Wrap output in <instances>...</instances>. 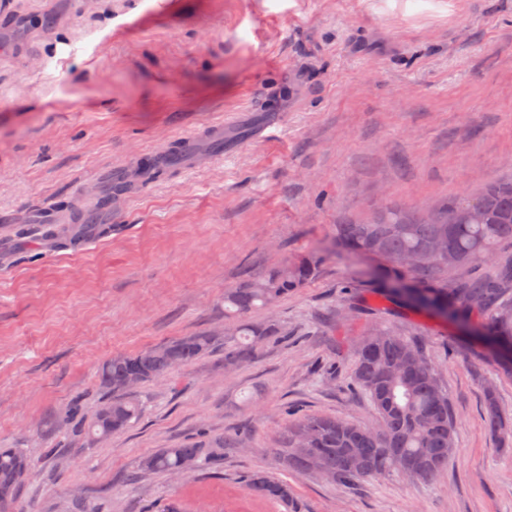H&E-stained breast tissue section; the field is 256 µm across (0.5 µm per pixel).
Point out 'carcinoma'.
Masks as SVG:
<instances>
[{"label":"carcinoma","mask_w":512,"mask_h":512,"mask_svg":"<svg viewBox=\"0 0 512 512\" xmlns=\"http://www.w3.org/2000/svg\"><path fill=\"white\" fill-rule=\"evenodd\" d=\"M111 230L112 226L104 224L74 225L67 240ZM336 238L353 252L377 255L388 262L381 275L388 291L409 284L421 309L461 327L471 324L468 299L475 298L484 320L474 340L498 359L502 352L512 351V256L500 258L492 271H478L465 280L446 284L436 278L442 268L486 264L502 243L512 244V176L490 181L477 192H458L426 213L386 207L369 223L336 225ZM442 238L448 243V256L421 260L425 248ZM315 266L312 259L285 264L224 290L226 366L251 360L259 345L281 334L274 324L255 325L242 317L274 305L308 280ZM214 345V337L197 332L104 361L99 380L110 398L87 423L88 433L97 439L110 437L140 417L143 405L133 395L129 378H136L140 386L195 362ZM353 386L370 399L378 427L320 415L300 416L292 421L284 447L279 449L289 468L312 472L315 461L320 465L318 473L343 485L392 472L429 480L448 468L455 448L453 415L448 394L419 342L389 327L376 329L370 341L358 347ZM485 418L490 433L504 438L507 423L492 390L486 392ZM223 451L224 443L203 441L161 448L144 460L143 468L171 474L188 457L200 467L221 458ZM22 466L31 468L24 449L0 448V512H16L23 486L14 482V475ZM246 487L286 504L291 499L287 485L260 470L246 476Z\"/></svg>","instance_id":"1"}]
</instances>
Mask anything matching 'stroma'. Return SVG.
Masks as SVG:
<instances>
[{
	"label": "stroma",
	"mask_w": 512,
	"mask_h": 512,
	"mask_svg": "<svg viewBox=\"0 0 512 512\" xmlns=\"http://www.w3.org/2000/svg\"><path fill=\"white\" fill-rule=\"evenodd\" d=\"M209 124L223 150L198 137ZM191 136L197 167L122 196L111 233L42 240L74 199L96 208L113 169ZM510 176L512 0H472L453 24L386 0H0V448L35 464L21 512H287L246 491L260 469L305 512H512V452L484 422L490 389L512 421V377L383 296L384 259L336 242L384 207ZM312 254L311 278L248 315L284 340L225 367V289ZM388 326L426 346L448 395L447 470L346 487L278 465L289 406L375 425L350 382L363 337ZM196 332L214 348L141 385L127 430L97 441L60 423L106 400L105 360ZM219 438L208 468L142 467Z\"/></svg>",
	"instance_id": "35a3bbf8"
}]
</instances>
